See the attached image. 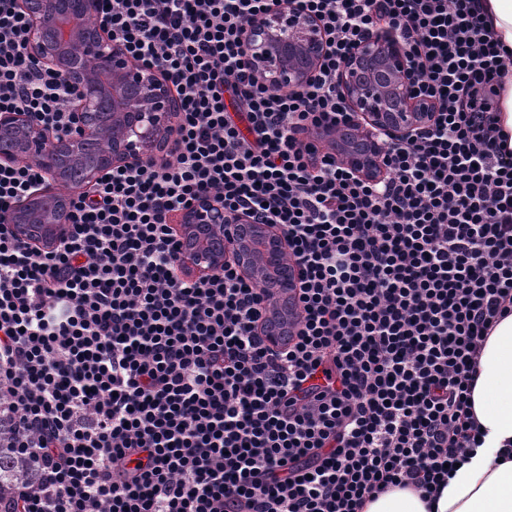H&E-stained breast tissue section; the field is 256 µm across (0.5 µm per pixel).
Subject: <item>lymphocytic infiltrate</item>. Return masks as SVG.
Here are the masks:
<instances>
[{"instance_id": "obj_1", "label": "lymphocytic infiltrate", "mask_w": 512, "mask_h": 512, "mask_svg": "<svg viewBox=\"0 0 512 512\" xmlns=\"http://www.w3.org/2000/svg\"><path fill=\"white\" fill-rule=\"evenodd\" d=\"M281 2L100 0L96 23L173 78L175 147L71 193L52 251L0 223V447L29 472L0 512H360L392 486L435 493L475 445L476 360L512 312V57L484 0H293L329 44L289 92L255 79L243 42ZM381 25L436 115L384 141L370 182L336 160L354 126L337 79ZM27 28L0 0V112L64 132V80ZM43 181L34 161L0 168V213ZM200 191L284 234V346L233 260L179 277L168 217ZM500 122L504 132L508 134V148L512 150V76L508 77L501 91L500 97Z\"/></svg>"}]
</instances>
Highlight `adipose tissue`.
Listing matches in <instances>:
<instances>
[{
    "mask_svg": "<svg viewBox=\"0 0 512 512\" xmlns=\"http://www.w3.org/2000/svg\"><path fill=\"white\" fill-rule=\"evenodd\" d=\"M472 402L484 443L447 478L440 496L427 502L418 492L394 488L362 512H512V315L482 348Z\"/></svg>",
    "mask_w": 512,
    "mask_h": 512,
    "instance_id": "1",
    "label": "adipose tissue"
}]
</instances>
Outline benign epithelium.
Segmentation results:
<instances>
[{"label":"benign epithelium","mask_w":512,"mask_h":512,"mask_svg":"<svg viewBox=\"0 0 512 512\" xmlns=\"http://www.w3.org/2000/svg\"><path fill=\"white\" fill-rule=\"evenodd\" d=\"M28 17L29 53L66 79L71 123L56 137L27 112L0 115V166L36 159L46 180L20 200L0 222L25 243L53 247L68 231V200L56 191L63 183L85 187L115 166L147 161L172 147L173 117L180 111L173 78L135 61L102 28L86 29L98 0H17ZM321 21L283 3L247 27L244 44L254 76L288 90L312 81L327 52ZM338 85L361 127L358 135H336L342 163L372 177L380 160L374 131L394 141L428 123L429 113L411 97L403 47L389 27H378L353 49ZM112 126V138L99 140L100 127ZM181 241L180 267L192 277L222 270L231 254L241 270L271 286L276 296L266 335L282 336L291 317L293 288L299 274L284 265L282 237L244 213L224 210L205 193L171 216Z\"/></svg>","instance_id":"obj_1"}]
</instances>
